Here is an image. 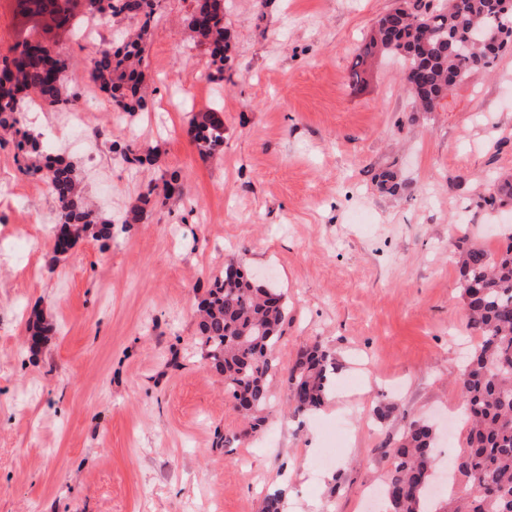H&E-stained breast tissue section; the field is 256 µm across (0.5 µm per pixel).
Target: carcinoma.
<instances>
[{
	"label": "carcinoma",
	"mask_w": 512,
	"mask_h": 512,
	"mask_svg": "<svg viewBox=\"0 0 512 512\" xmlns=\"http://www.w3.org/2000/svg\"><path fill=\"white\" fill-rule=\"evenodd\" d=\"M76 0H12L45 16L56 15L79 35L91 22L109 25L118 18H135L136 32L119 45L95 52L88 77L108 94L116 109H144L143 73L146 36L154 25L160 0H84V15L75 20ZM188 27L195 47L211 57L215 74L224 77L230 59L224 28V0H193ZM51 30L33 21L27 34L0 56V142L18 136V168L47 178L56 202L62 242L72 245L82 236L112 238V219L88 203L73 166L47 153L38 138L23 129V107L36 94L42 105L56 110L75 106L68 92L69 57L47 41ZM512 50V0H400L383 13L364 35L349 70V81L362 79V67L377 54L398 58L404 85L420 112H433L457 83L476 68H491ZM222 121L212 111L192 115L189 132L200 153L215 151L224 140ZM125 163L144 167L154 159L134 142H111ZM182 195L178 174H163L140 193L139 208L157 196ZM512 199V179L496 178L479 207H494ZM458 283L468 311L469 326L479 342L468 353L464 371L455 380L466 408L465 448L448 467L479 478L487 493L473 499L457 495L444 512H512V234L505 247L492 253L460 240ZM198 334L210 367L224 377V389L239 401L251 431L267 422L269 389L275 376L274 352L288 319L284 294L257 282L230 259L224 273L211 279L197 310ZM336 362L318 343L302 346L288 370V399L297 413L323 406L334 384ZM437 431L422 419L408 421L392 448V467L383 488L384 512H428L427 502L441 495L440 470L434 448Z\"/></svg>",
	"instance_id": "cac0c4a2"
}]
</instances>
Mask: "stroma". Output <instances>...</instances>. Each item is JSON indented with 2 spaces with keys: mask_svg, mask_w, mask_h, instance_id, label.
Masks as SVG:
<instances>
[{
  "mask_svg": "<svg viewBox=\"0 0 512 512\" xmlns=\"http://www.w3.org/2000/svg\"><path fill=\"white\" fill-rule=\"evenodd\" d=\"M396 0H224L223 79L188 49L191 0H161L145 55V111L90 118L111 128L92 156L65 152L112 238L53 253V195L21 182L0 148V512H378L365 501L409 417L435 419L442 461L463 448L454 385L476 344L457 287L456 242L489 251L512 203L475 207L487 172L512 177V52L469 73L433 112L414 111L400 69L348 79L361 39ZM215 110L224 145L201 155L192 113ZM157 164L110 150L127 127ZM391 168V195L373 177ZM186 196L132 208L159 170ZM47 215L27 224V212ZM38 236L31 261L17 243ZM283 291L267 427L248 434L198 344L194 311L226 256ZM51 332L30 346L27 319ZM336 359L325 405L297 415L286 378L298 347ZM381 402L396 406L385 422ZM230 437L215 445L217 434Z\"/></svg>",
  "mask_w": 512,
  "mask_h": 512,
  "instance_id": "stroma-1",
  "label": "stroma"
}]
</instances>
